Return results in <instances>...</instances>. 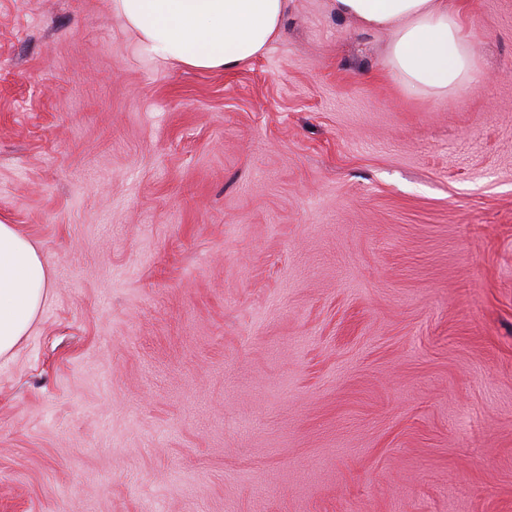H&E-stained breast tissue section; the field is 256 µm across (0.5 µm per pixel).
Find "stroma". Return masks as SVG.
Masks as SVG:
<instances>
[{
	"instance_id": "stroma-1",
	"label": "stroma",
	"mask_w": 512,
	"mask_h": 512,
	"mask_svg": "<svg viewBox=\"0 0 512 512\" xmlns=\"http://www.w3.org/2000/svg\"><path fill=\"white\" fill-rule=\"evenodd\" d=\"M477 85L288 0L232 71L111 0H0V221L51 269L0 358V512H512V0Z\"/></svg>"
}]
</instances>
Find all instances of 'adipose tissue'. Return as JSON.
I'll use <instances>...</instances> for the list:
<instances>
[{
	"label": "adipose tissue",
	"instance_id": "adipose-tissue-1",
	"mask_svg": "<svg viewBox=\"0 0 512 512\" xmlns=\"http://www.w3.org/2000/svg\"><path fill=\"white\" fill-rule=\"evenodd\" d=\"M337 14L388 34L392 72L433 94L473 77V46L448 0H334ZM144 52L201 70H234L262 55L283 25L287 0H112ZM51 288L46 260L15 225L0 223V357L29 330Z\"/></svg>",
	"mask_w": 512,
	"mask_h": 512
}]
</instances>
